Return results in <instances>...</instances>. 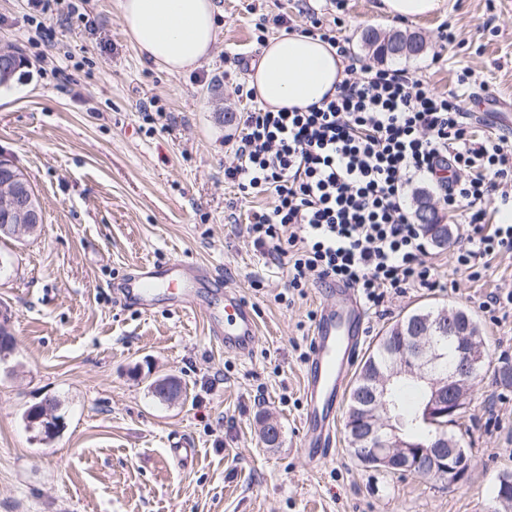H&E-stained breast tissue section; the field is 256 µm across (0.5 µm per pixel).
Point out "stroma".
<instances>
[{"label": "stroma", "instance_id": "obj_1", "mask_svg": "<svg viewBox=\"0 0 512 512\" xmlns=\"http://www.w3.org/2000/svg\"><path fill=\"white\" fill-rule=\"evenodd\" d=\"M439 12L397 22L377 0H347L340 34L360 63L415 71L438 92L457 88L466 109L512 97V0H442ZM216 37L202 65L172 75L149 64L128 38L119 0H88V21L0 0V46L28 62V75L0 89V160L33 183L45 222L37 236L8 241L13 266L0 278V319L15 348L0 363V512H488L499 473L512 471V315L479 306L512 289V258L499 257L473 281L456 267L462 223L446 213V245L430 244L440 285L389 298L368 315L365 349L387 327L423 307H457L479 322L488 359L461 420L472 464L446 487L432 479L362 466L349 452L346 416L336 418L330 456L301 447L303 352L310 316L327 300L317 281L287 288L286 265L266 262L246 226L272 198L242 196L224 180V161L242 135L245 101L235 87L261 53L258 34L311 28L328 0H214ZM448 25L456 39L441 42ZM420 36L410 58L381 59L366 29ZM465 85H458L462 72ZM167 114L153 125L139 106ZM187 259L209 267L199 307L161 302L151 312L119 290L144 262ZM237 290L254 308L250 357L225 352L208 335L204 305ZM172 377L173 403L150 384ZM58 401L64 427L44 440L23 419ZM271 416L279 447L258 436ZM192 458L176 463L172 442Z\"/></svg>", "mask_w": 512, "mask_h": 512}]
</instances>
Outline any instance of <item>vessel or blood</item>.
I'll return each instance as SVG.
<instances>
[{"label":"vessel or blood","instance_id":"obj_1","mask_svg":"<svg viewBox=\"0 0 512 512\" xmlns=\"http://www.w3.org/2000/svg\"><path fill=\"white\" fill-rule=\"evenodd\" d=\"M211 277L209 269L178 260L161 267L144 263L130 275L123 296L144 311L164 300L192 306L198 285ZM324 290L328 301L319 310L303 371L301 443L313 458L330 453L333 447L336 409L359 356L366 319L354 289L331 282ZM206 319L213 340L225 352L246 356L254 350L256 315L236 291L225 290L223 307L208 310Z\"/></svg>","mask_w":512,"mask_h":512}]
</instances>
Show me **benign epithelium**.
Listing matches in <instances>:
<instances>
[{"label": "benign epithelium", "instance_id": "benign-epithelium-1", "mask_svg": "<svg viewBox=\"0 0 512 512\" xmlns=\"http://www.w3.org/2000/svg\"><path fill=\"white\" fill-rule=\"evenodd\" d=\"M18 54L11 47L0 48V74L16 69ZM43 209L33 186L26 176L13 173L0 179V233L13 237L33 235L42 224ZM468 318L456 310L441 311L436 331L454 341L450 357L454 368L448 375L436 373L434 364L442 355L434 350L433 337L419 324L410 326L403 345L393 353L397 361L394 376L412 377L425 383L427 396L424 414L436 431L431 440L420 446L408 444L402 437L399 419L389 410L388 384L391 379L378 377L370 386L366 409L352 445L357 458L367 465L398 473L402 470L435 476L449 487L463 482L471 467V455L461 442L448 438L439 425L443 417H453L470 400L467 377L475 371L473 355L477 347ZM512 505V482L505 480L493 510L509 509Z\"/></svg>", "mask_w": 512, "mask_h": 512}]
</instances>
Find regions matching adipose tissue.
<instances>
[{"mask_svg": "<svg viewBox=\"0 0 512 512\" xmlns=\"http://www.w3.org/2000/svg\"><path fill=\"white\" fill-rule=\"evenodd\" d=\"M126 32L139 52L177 75L207 59L215 41L213 0H120ZM344 63L319 37L288 33L268 40L249 83L271 111L306 108L335 95Z\"/></svg>", "mask_w": 512, "mask_h": 512, "instance_id": "1", "label": "adipose tissue"}]
</instances>
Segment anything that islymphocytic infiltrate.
Instances as JSON below:
<instances>
[{
    "label": "lymphocytic infiltrate",
    "instance_id": "f902f5d3",
    "mask_svg": "<svg viewBox=\"0 0 512 512\" xmlns=\"http://www.w3.org/2000/svg\"><path fill=\"white\" fill-rule=\"evenodd\" d=\"M311 33L347 62L335 95L273 112L254 89H239L251 106L224 163L241 193L273 197L247 232L270 263H287L289 288L330 279L379 308L387 294L436 287L408 204L425 182L464 217L455 260L471 279L480 278V262L511 256L512 225L487 217L492 205L512 203V140L474 139L456 91H434L405 69L357 66L322 21Z\"/></svg>",
    "mask_w": 512,
    "mask_h": 512
}]
</instances>
